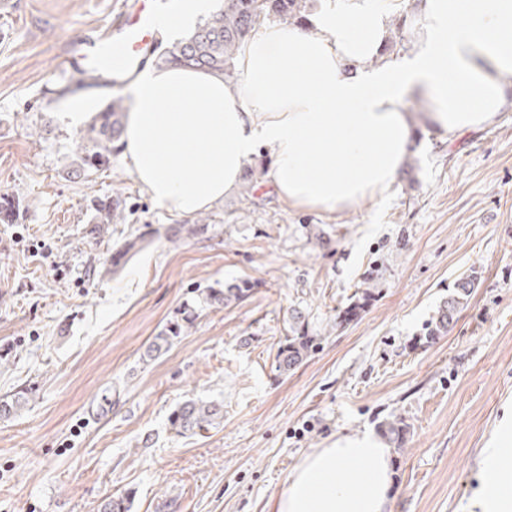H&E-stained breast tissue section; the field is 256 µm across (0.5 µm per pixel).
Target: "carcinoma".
<instances>
[{"label":"carcinoma","mask_w":512,"mask_h":512,"mask_svg":"<svg viewBox=\"0 0 512 512\" xmlns=\"http://www.w3.org/2000/svg\"><path fill=\"white\" fill-rule=\"evenodd\" d=\"M309 7V0H224V7L204 21L184 39L171 44L159 56L163 65H179L204 69L224 75L232 85L235 80L234 60L242 42L249 39L265 22L271 19L282 21L302 18ZM126 112L124 99L120 96L110 101L100 110L92 123L82 134L76 145L77 158L68 172L73 179L89 177L112 166V153L116 151L113 142L122 133V120ZM121 201L117 198L94 201L92 225L88 229L92 241L98 242L109 233L112 218L119 214ZM145 237L135 236L116 250L110 257V266L118 269L129 254L137 251ZM252 283L243 280L229 283L222 288H208L202 293L201 303L205 306L240 303L247 299ZM475 288V280H461L454 291L444 299L427 324L424 339L435 343L448 335L458 315L468 305ZM196 312L184 309L180 319L170 323L159 332L149 344L146 354L156 357L170 349L173 341L191 328ZM305 317L293 311L288 317V335L280 342L276 354V371L281 374L294 373L309 357L317 345V338L308 335ZM28 401L27 393L19 391L0 398V419L16 415ZM223 418L222 407L213 402L188 400L172 414L170 422L176 433L183 435L196 429L206 430L219 424ZM406 425L401 418L385 423V436L388 442L400 449L404 446ZM133 493L109 497L101 512H130Z\"/></svg>","instance_id":"carcinoma-1"}]
</instances>
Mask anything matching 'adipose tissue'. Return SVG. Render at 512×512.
Listing matches in <instances>:
<instances>
[{
	"label": "adipose tissue",
	"mask_w": 512,
	"mask_h": 512,
	"mask_svg": "<svg viewBox=\"0 0 512 512\" xmlns=\"http://www.w3.org/2000/svg\"><path fill=\"white\" fill-rule=\"evenodd\" d=\"M403 0H330L309 24H263L235 60L238 82L144 63L127 86L122 149L155 205L189 217L223 201L260 147L272 185L295 208L350 209L392 190L414 133L407 100L449 138L512 109V0H423L413 49L382 58ZM212 0H176L162 36L189 31ZM492 480L470 512H512V418L479 453ZM391 450L371 435L305 456L266 512H392Z\"/></svg>",
	"instance_id": "adipose-tissue-1"
}]
</instances>
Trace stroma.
I'll return each instance as SVG.
<instances>
[{"label": "stroma", "instance_id": "35a3bbf8", "mask_svg": "<svg viewBox=\"0 0 512 512\" xmlns=\"http://www.w3.org/2000/svg\"><path fill=\"white\" fill-rule=\"evenodd\" d=\"M118 0H9L0 6V397L28 404L0 420V512H264L292 469L336 439L401 417L394 512H468L478 453L512 404V112L454 141L421 118L389 196L328 213L266 187L272 149L237 189L202 210L209 232L171 240L181 217L153 204L122 152L85 179L66 171L76 129L55 111L82 75L73 42L102 31ZM120 198L122 219L90 242L91 203ZM150 244L116 274L90 277L127 238ZM468 307L448 335L425 326L465 275ZM247 279L249 297L200 311L172 348L146 350L208 288ZM357 318L336 316L362 291ZM302 311L317 349L288 376L275 354ZM223 407L219 426L179 436L185 400Z\"/></svg>", "mask_w": 512, "mask_h": 512}]
</instances>
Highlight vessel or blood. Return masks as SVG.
Returning <instances> with one entry per match:
<instances>
[{
    "label": "vessel or blood",
    "instance_id": "b4317fda",
    "mask_svg": "<svg viewBox=\"0 0 512 512\" xmlns=\"http://www.w3.org/2000/svg\"><path fill=\"white\" fill-rule=\"evenodd\" d=\"M157 17L155 0H122L114 23L103 34L74 43L71 56L85 70L108 62L132 70L156 43Z\"/></svg>",
    "mask_w": 512,
    "mask_h": 512
}]
</instances>
